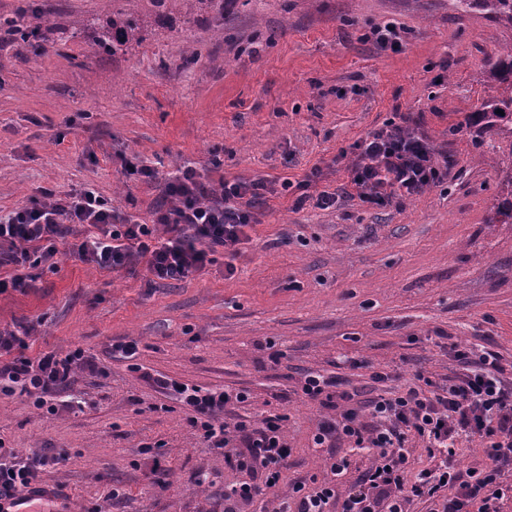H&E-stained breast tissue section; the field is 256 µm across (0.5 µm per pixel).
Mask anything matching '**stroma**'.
Segmentation results:
<instances>
[{"instance_id":"1","label":"stroma","mask_w":512,"mask_h":512,"mask_svg":"<svg viewBox=\"0 0 512 512\" xmlns=\"http://www.w3.org/2000/svg\"><path fill=\"white\" fill-rule=\"evenodd\" d=\"M39 3L38 39H0V214L92 189L148 224L188 166L215 184L264 177L274 191L232 277L220 252L194 279L152 288L143 267L112 272L70 255L0 294V330L29 331V355L78 347L87 360L54 412L0 397L6 447L62 459L41 471L34 512H222L243 475L157 377L247 390L248 402L224 409L230 426L285 417L286 478L243 507L278 512L296 482L328 476L312 442L325 410L301 394L307 372L365 399L419 372L455 375L452 343L512 367V224L490 221L512 141L481 116L499 93L486 60L512 43L511 26L455 0H251L196 23L122 0L147 32L109 56L72 25L109 0ZM385 27L401 51L375 43ZM190 43L201 57L185 66ZM404 113L447 153V178L383 207L340 196L351 145ZM130 162L154 179L128 176ZM324 190L337 195L326 208ZM129 340L135 358L113 352ZM375 371L388 380L373 382Z\"/></svg>"}]
</instances>
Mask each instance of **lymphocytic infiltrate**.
<instances>
[{
	"label": "lymphocytic infiltrate",
	"instance_id": "f902f5d3",
	"mask_svg": "<svg viewBox=\"0 0 512 512\" xmlns=\"http://www.w3.org/2000/svg\"><path fill=\"white\" fill-rule=\"evenodd\" d=\"M447 175V156L436 153L427 136L394 126L373 132L358 145L351 185L361 202L383 206L396 195L418 194ZM265 188L258 181H224L214 187L187 167L166 182L164 193L172 204L156 207L149 225L119 217L90 190L19 207L0 215V294L29 286L36 268L57 267L67 253L104 270L145 266L154 283L191 278L211 263L217 249L238 252L258 222L254 208ZM74 224L82 226L83 238L61 251L58 242ZM157 224L163 236H155ZM28 348L16 332L0 331V352L11 355L0 363L1 396L66 388L84 362L78 348L33 357ZM448 352L461 368L459 376L438 382L416 374L403 391L377 397L363 411L351 394L337 391L331 378L306 376L305 398L332 410L313 435L315 447L329 451L324 466L331 478L297 483L295 512H409L416 501L439 503V512H503L512 500V377L505 376L497 355L487 349L453 344ZM247 399L243 390L183 397L203 439L210 447L223 448L230 467L252 476L225 494L224 512H241V505L275 488L292 455L283 417L267 418L256 429L243 421L231 428L224 424L225 405ZM365 412L370 415L366 421L361 418ZM234 435L242 449L231 448ZM411 435L422 438L431 460L430 467L417 472L405 447ZM472 439L482 444V461L460 469L459 445ZM340 441L371 449L376 457L343 492L335 482L347 469L345 458L334 451ZM43 464V458H22L0 447V496L28 491Z\"/></svg>",
	"mask_w": 512,
	"mask_h": 512
}]
</instances>
